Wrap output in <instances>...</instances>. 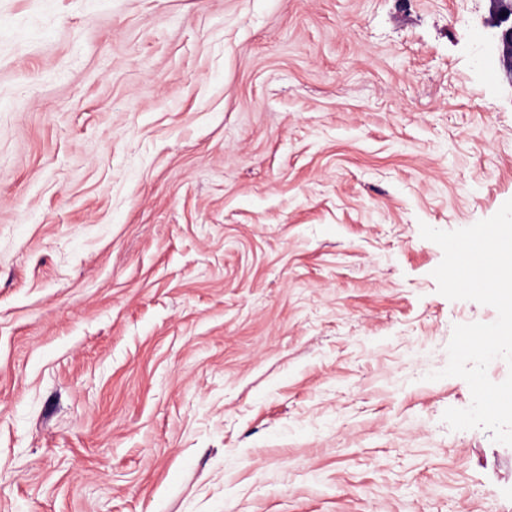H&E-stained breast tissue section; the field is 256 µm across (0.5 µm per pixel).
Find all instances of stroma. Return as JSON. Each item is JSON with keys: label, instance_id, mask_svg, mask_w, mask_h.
<instances>
[{"label": "stroma", "instance_id": "1", "mask_svg": "<svg viewBox=\"0 0 512 512\" xmlns=\"http://www.w3.org/2000/svg\"><path fill=\"white\" fill-rule=\"evenodd\" d=\"M510 199L489 0H0V512H512L419 229Z\"/></svg>", "mask_w": 512, "mask_h": 512}]
</instances>
